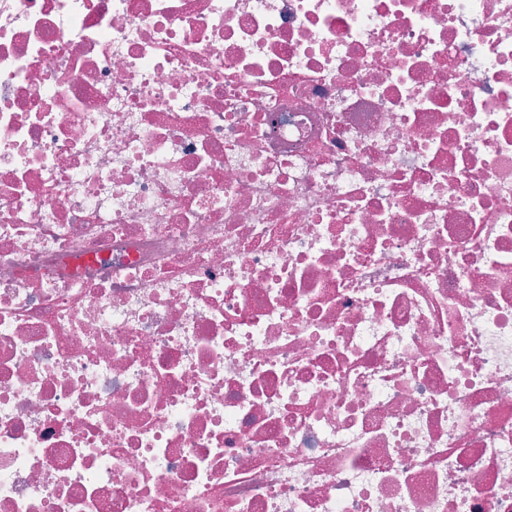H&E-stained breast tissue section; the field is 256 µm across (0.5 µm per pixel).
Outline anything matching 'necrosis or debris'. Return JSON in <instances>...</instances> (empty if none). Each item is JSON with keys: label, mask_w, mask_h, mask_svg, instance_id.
<instances>
[{"label": "necrosis or debris", "mask_w": 512, "mask_h": 512, "mask_svg": "<svg viewBox=\"0 0 512 512\" xmlns=\"http://www.w3.org/2000/svg\"><path fill=\"white\" fill-rule=\"evenodd\" d=\"M0 512H512V0H0Z\"/></svg>", "instance_id": "necrosis-or-debris-1"}]
</instances>
